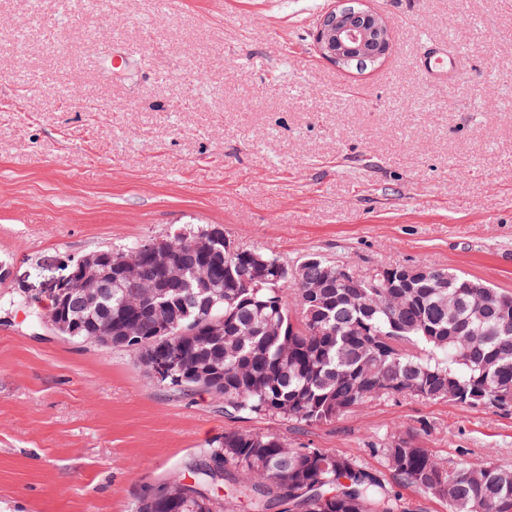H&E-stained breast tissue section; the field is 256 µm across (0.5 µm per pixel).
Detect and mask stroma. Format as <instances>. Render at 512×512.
<instances>
[{
    "label": "stroma",
    "instance_id": "1",
    "mask_svg": "<svg viewBox=\"0 0 512 512\" xmlns=\"http://www.w3.org/2000/svg\"><path fill=\"white\" fill-rule=\"evenodd\" d=\"M338 3L0 0V512H131L233 429L351 456L406 512L448 506L395 479L391 438L512 468V410L407 396L327 424L234 418L16 303L88 252L211 227L291 265L450 268L512 294V0H364L391 47L363 69L314 44ZM427 36L461 56L446 86L417 68ZM115 47L137 51L127 70L104 67Z\"/></svg>",
    "mask_w": 512,
    "mask_h": 512
}]
</instances>
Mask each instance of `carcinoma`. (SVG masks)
Instances as JSON below:
<instances>
[{
	"mask_svg": "<svg viewBox=\"0 0 512 512\" xmlns=\"http://www.w3.org/2000/svg\"><path fill=\"white\" fill-rule=\"evenodd\" d=\"M198 236L179 234L165 247L185 271L182 283L149 257L147 272L164 284L161 296L141 301L137 289L115 280L95 310L74 314V339L92 342L106 318L141 305L144 338L176 351L184 370L206 364L213 380L200 386L224 399L232 417L273 415L304 425L331 423L378 396L446 401L462 391V409L503 410L512 399V295L486 288L470 292L472 278L457 270L432 269L424 282L408 284L392 265L384 267L390 287L356 275L317 294L296 283L273 252L227 253L231 239L213 241L224 263L209 284L194 277ZM224 318L222 336H154V323L204 326ZM181 373L153 383L191 391ZM398 480L448 503V512H512V469L489 463L477 474L470 466L448 469L427 449L404 438L382 448ZM198 490V512H234L244 501L251 512H405L399 496L346 455L294 447L281 437L226 431L190 465ZM214 487L224 498L212 497ZM133 512H185L162 495H142Z\"/></svg>",
	"mask_w": 512,
	"mask_h": 512,
	"instance_id": "1",
	"label": "carcinoma"
}]
</instances>
